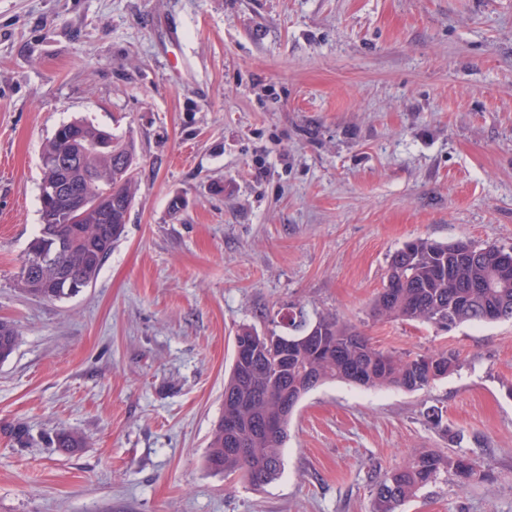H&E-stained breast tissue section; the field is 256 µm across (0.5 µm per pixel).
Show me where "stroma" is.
<instances>
[{
    "instance_id": "35a3bbf8",
    "label": "stroma",
    "mask_w": 512,
    "mask_h": 512,
    "mask_svg": "<svg viewBox=\"0 0 512 512\" xmlns=\"http://www.w3.org/2000/svg\"><path fill=\"white\" fill-rule=\"evenodd\" d=\"M76 119L134 138L138 191L93 285L43 301L14 279L42 149ZM417 238L512 247V0H0V512H374L427 450L481 475L398 512H512V320L369 314ZM298 309L459 366L310 391L256 490L203 457L237 330Z\"/></svg>"
}]
</instances>
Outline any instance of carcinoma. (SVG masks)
Instances as JSON below:
<instances>
[{"label":"carcinoma","instance_id":"cac0c4a2","mask_svg":"<svg viewBox=\"0 0 512 512\" xmlns=\"http://www.w3.org/2000/svg\"><path fill=\"white\" fill-rule=\"evenodd\" d=\"M64 150L76 157L87 155L100 169V179L87 176L78 163L65 169L77 189L110 208L109 223L100 222V211L85 212L83 223H70L67 202L40 199V216L55 215L51 224H40L19 272L16 288L45 301L78 295L91 285L114 245L125 232L129 210L125 197L137 192L138 159L134 139L116 138L81 119L60 125L44 146L42 179L53 178V161ZM66 247L52 264L35 268L29 255L51 249L58 241ZM505 248L494 243L475 244L467 239L442 243L417 238L405 243L390 258L387 282L375 297L371 315L384 320L420 321L442 330L466 322L493 323L512 318V270L502 275L500 255ZM280 324L289 333L260 334L243 326L235 340L249 341L256 358L234 361L224 383V412L215 424L205 456L206 467L216 474H240L251 486L261 488L281 471V449L288 437V402H298L326 381L359 386L422 389L450 374L458 359L448 353L419 354L402 358L374 347L355 327L332 313L310 322L303 313H288ZM312 337L307 342L304 337ZM19 343L16 327L0 322V362ZM52 443L73 453L84 438L72 430L55 432ZM446 471L469 479L474 464L463 457L433 452L414 456L406 465L386 472L376 496V512H397L424 485Z\"/></svg>","mask_w":512,"mask_h":512}]
</instances>
